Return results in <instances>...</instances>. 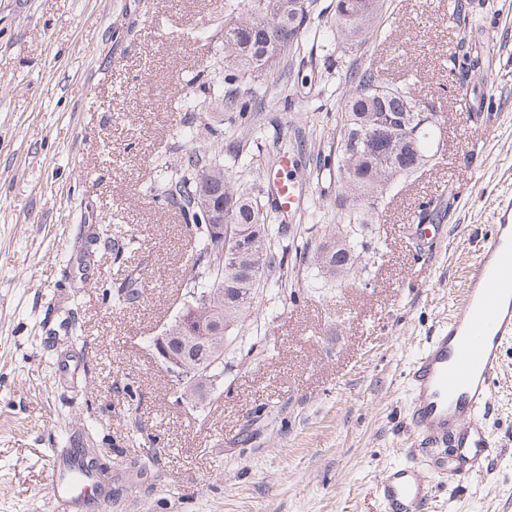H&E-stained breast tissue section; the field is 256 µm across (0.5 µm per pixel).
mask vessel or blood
Listing matches in <instances>:
<instances>
[{"label": "vessel or blood", "instance_id": "obj_1", "mask_svg": "<svg viewBox=\"0 0 512 512\" xmlns=\"http://www.w3.org/2000/svg\"><path fill=\"white\" fill-rule=\"evenodd\" d=\"M282 213L303 207L302 184L272 183ZM512 342V204L503 211L466 275L463 295L445 328L432 336L408 377L414 392L411 425L450 442L451 469L479 468L496 446L485 423L492 387L501 372V350ZM431 475L411 463L383 478L377 493L386 512H421Z\"/></svg>", "mask_w": 512, "mask_h": 512}]
</instances>
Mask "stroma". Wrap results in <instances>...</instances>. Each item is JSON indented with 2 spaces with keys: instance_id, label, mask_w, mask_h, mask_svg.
<instances>
[{
  "instance_id": "obj_1",
  "label": "stroma",
  "mask_w": 512,
  "mask_h": 512,
  "mask_svg": "<svg viewBox=\"0 0 512 512\" xmlns=\"http://www.w3.org/2000/svg\"><path fill=\"white\" fill-rule=\"evenodd\" d=\"M453 2L385 0L380 36L346 51L325 27L334 0H315L299 51L252 81L269 106L238 144L210 113L201 138L225 165L287 151L280 176L332 216L313 148L333 142L346 73L409 84L440 148L366 225L381 253L361 280L314 288L313 262L292 259L285 287L268 282L224 345L223 394L196 412L152 344L181 308L190 232L141 189L195 123L178 96L211 94L229 0H0V512H58L65 448L109 472L80 512H383L377 484L424 445L407 374L512 199V0H467L463 25ZM462 35L485 60L487 118L448 81ZM448 191L453 211L417 244L416 215ZM130 282L140 302L115 305ZM492 403L488 471L433 473L427 512H512V343Z\"/></svg>"
}]
</instances>
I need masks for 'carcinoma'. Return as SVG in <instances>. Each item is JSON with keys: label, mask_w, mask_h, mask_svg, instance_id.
Here are the masks:
<instances>
[{"label": "carcinoma", "mask_w": 512, "mask_h": 512, "mask_svg": "<svg viewBox=\"0 0 512 512\" xmlns=\"http://www.w3.org/2000/svg\"><path fill=\"white\" fill-rule=\"evenodd\" d=\"M288 2L236 0L237 20L224 25V74L216 78L214 105L238 119H245L252 107L251 80L267 75L280 56L300 49L313 0H304L306 10L298 15ZM381 8L380 0H336L330 28L341 43L360 47L378 35ZM482 63L481 52L463 36L448 54V77L464 88ZM346 82L350 88L340 103L335 154L318 162L319 170L336 175L341 213L336 222L325 224L329 241L317 247L309 240L294 245L295 254L301 257L315 251L327 280L347 277L360 254L379 251V246L365 239L364 224L399 182L417 173L422 157L432 151L434 136V128H427L416 142L398 151L391 141L371 135L377 117L384 112H420L416 95L407 84H394L387 94L375 91L381 80L370 68L350 72ZM354 139L361 141L356 153L351 151ZM145 195L159 207L175 208L183 214L195 238L187 259L196 271L193 286L201 294H210L213 301L224 296V308L218 310L220 321L225 331L234 327L254 308L262 283L288 262L289 245L281 244L288 236V225L279 208H267L256 184L240 182L237 172L224 165V158L202 144L180 156L178 171L149 183ZM454 201L453 194L444 196L431 211L420 210L416 223H441ZM211 224H241L250 229L242 264L258 268L259 276L231 269L227 256L223 272L210 273L208 265L217 248L209 233ZM140 298L139 289L129 284L118 290L113 300L127 305Z\"/></svg>", "instance_id": "1"}]
</instances>
